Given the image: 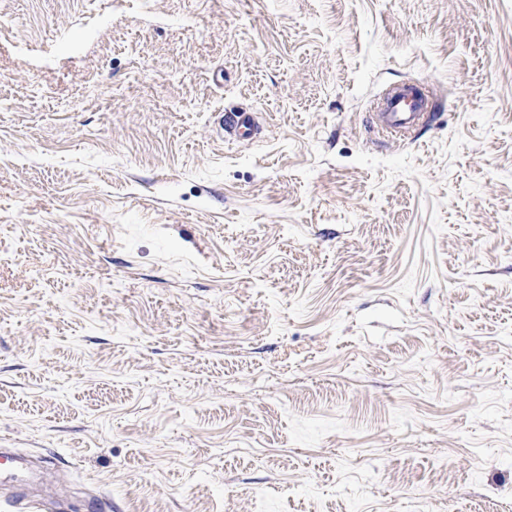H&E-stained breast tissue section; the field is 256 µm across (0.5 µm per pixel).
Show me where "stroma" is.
Segmentation results:
<instances>
[{"instance_id":"stroma-1","label":"stroma","mask_w":512,"mask_h":512,"mask_svg":"<svg viewBox=\"0 0 512 512\" xmlns=\"http://www.w3.org/2000/svg\"><path fill=\"white\" fill-rule=\"evenodd\" d=\"M0 448L46 512H512V0H0ZM414 95L405 89H389L381 98L380 112L377 114L378 132L392 139H405L416 133L417 129L428 119V112H423L428 97L422 88ZM220 124L227 131H231L238 141L252 137L254 116L251 112H228L220 115Z\"/></svg>"}]
</instances>
